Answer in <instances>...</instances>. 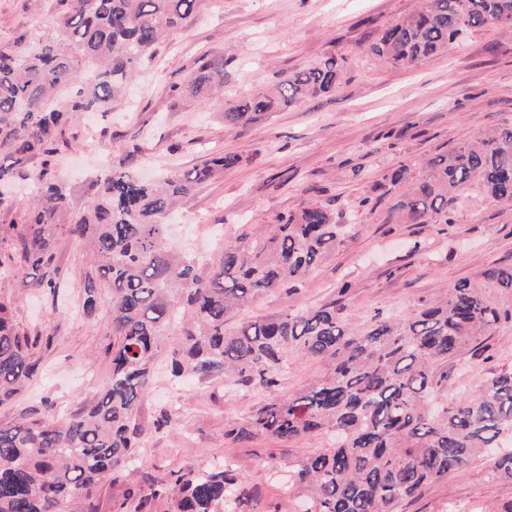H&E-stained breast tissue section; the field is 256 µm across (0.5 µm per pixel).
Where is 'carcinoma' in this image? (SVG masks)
<instances>
[{
	"instance_id": "cac0c4a2",
	"label": "carcinoma",
	"mask_w": 512,
	"mask_h": 512,
	"mask_svg": "<svg viewBox=\"0 0 512 512\" xmlns=\"http://www.w3.org/2000/svg\"><path fill=\"white\" fill-rule=\"evenodd\" d=\"M50 32L20 36L0 50V206L19 205L21 230L0 225L11 241L0 270L30 278L55 295L60 269L54 244L66 236L94 255L83 283L82 309L105 311L112 331V374L99 392L60 424L43 417L0 425V512H94L103 487L137 459L146 430L137 420L172 338L167 367L176 378L220 380L273 393L291 358L318 360L324 372L299 391L253 408L225 430L233 441L270 436L283 443L323 434L327 444L291 463L289 494L299 512H400L407 499L460 473L477 457L492 481L512 482V368L486 370L474 388L448 398V361L481 348L512 324V265L482 269L438 300L409 314L380 312L354 321L336 302L298 314L224 328L228 317L261 296L303 282L336 247L358 234L330 209L311 204L274 224L241 226L218 257L200 266L167 241L168 217L194 185L239 164L220 154L202 166L154 180L114 170L97 181L95 200L69 214V194L46 179L70 123L106 110L152 60L155 47L185 31L201 0H58ZM512 22V0H423L385 28L369 52L392 67H410L448 50L471 29ZM90 79L81 81L85 71ZM224 71V57L204 54L189 78L171 86L196 97ZM336 57L290 73L273 96H249L224 112L240 126L276 104H297L334 90ZM68 94L59 102L51 96ZM41 157L44 170L28 199L8 186L22 163ZM512 203V128L457 143L430 157L421 172L404 163L374 187L400 224H450L459 192ZM30 337L0 300V402L36 375ZM242 477L222 466L179 470L130 491L116 512H243Z\"/></svg>"
}]
</instances>
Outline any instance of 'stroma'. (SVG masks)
I'll return each mask as SVG.
<instances>
[{
	"label": "stroma",
	"mask_w": 512,
	"mask_h": 512,
	"mask_svg": "<svg viewBox=\"0 0 512 512\" xmlns=\"http://www.w3.org/2000/svg\"><path fill=\"white\" fill-rule=\"evenodd\" d=\"M418 0H204L201 15L175 40L161 42L145 68L144 83L110 111L78 119L66 134L56 176L67 186L71 208L85 210L95 193L100 160L143 176L190 169L215 154L235 153L239 165L197 184L172 217L190 225L193 247L216 256L230 230L273 223L276 216L318 203L337 223L359 234L318 263L299 285L261 296L243 316L274 317L340 301L353 316L401 314L434 301L483 268L512 264V203L461 192L451 224H400L387 205L370 208L373 186L403 163L421 164L465 138L512 125V23L466 33L447 52L410 68H392L364 48L386 26L409 14ZM57 0H0V47L23 33L55 25ZM224 56L219 87L198 98L169 95L203 53ZM336 56L343 71L322 97L280 107L261 122L228 127L224 110L237 99L273 93L290 72ZM64 302L0 274V298L29 336L52 337L38 345L40 370L28 388L0 403V425L21 421L43 401L67 419L92 398L112 372V334L105 316L79 309L93 256L83 244L58 238ZM512 365V326L484 343L483 355H461L448 364V394L470 390L481 359ZM268 392H239L217 381L173 383L158 378L139 406L152 426L160 408L176 405L169 430L139 450L137 469L121 473L96 501L113 512L128 488L149 477L201 465L230 464L250 490L244 512H297L281 487L288 464L325 445L321 435L288 444L259 437L240 444L225 438ZM470 512L512 506V482L491 483L487 463L474 459L458 475L423 489L402 512H444L448 503Z\"/></svg>",
	"instance_id": "35a3bbf8"
}]
</instances>
